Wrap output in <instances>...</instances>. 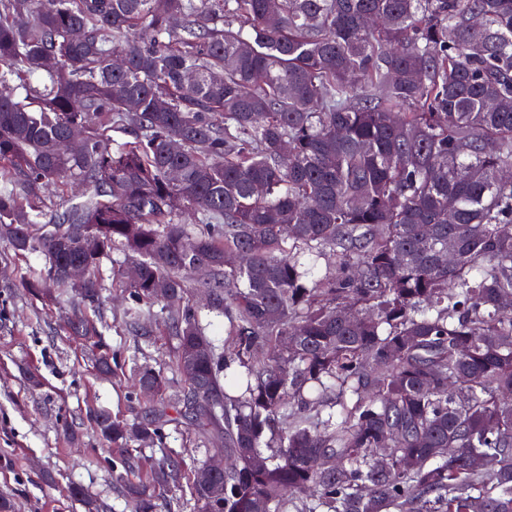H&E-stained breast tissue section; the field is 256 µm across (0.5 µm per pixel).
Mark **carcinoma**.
I'll use <instances>...</instances> for the list:
<instances>
[{
  "instance_id": "cac0c4a2",
  "label": "carcinoma",
  "mask_w": 512,
  "mask_h": 512,
  "mask_svg": "<svg viewBox=\"0 0 512 512\" xmlns=\"http://www.w3.org/2000/svg\"><path fill=\"white\" fill-rule=\"evenodd\" d=\"M267 4L0 0V241L46 262L22 287L71 291L69 335L112 373L129 356L87 311L117 252L127 322L174 341L175 414L148 366L128 398L150 418L89 411L112 482L132 512L184 486L194 512H512V0ZM180 422L216 447H142Z\"/></svg>"
}]
</instances>
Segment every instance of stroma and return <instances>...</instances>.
Wrapping results in <instances>:
<instances>
[{"instance_id":"1","label":"stroma","mask_w":512,"mask_h":512,"mask_svg":"<svg viewBox=\"0 0 512 512\" xmlns=\"http://www.w3.org/2000/svg\"><path fill=\"white\" fill-rule=\"evenodd\" d=\"M44 267L42 255L19 256L0 242V494L13 498L15 512H83L69 493L78 485L104 502L106 512H129L97 460L100 440L87 419L92 407L132 415L124 376L100 378L85 349L69 339L71 295L45 306L22 288V278L39 276ZM105 288L107 343L134 353L140 364L166 369L169 399L177 401L183 383L163 325L146 320L149 337L137 340L125 326L120 287ZM62 413L71 432L61 429Z\"/></svg>"}]
</instances>
